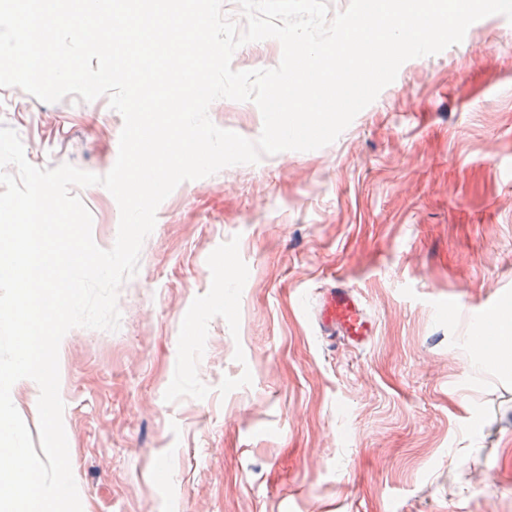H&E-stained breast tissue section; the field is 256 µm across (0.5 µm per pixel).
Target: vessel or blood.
<instances>
[{
    "label": "vessel or blood",
    "mask_w": 512,
    "mask_h": 512,
    "mask_svg": "<svg viewBox=\"0 0 512 512\" xmlns=\"http://www.w3.org/2000/svg\"><path fill=\"white\" fill-rule=\"evenodd\" d=\"M313 321L329 341L356 348L365 347L376 334L375 320L360 293L342 282L322 289L313 309Z\"/></svg>",
    "instance_id": "obj_1"
}]
</instances>
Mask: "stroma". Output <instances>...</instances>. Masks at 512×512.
Listing matches in <instances>:
<instances>
[{
  "label": "stroma",
  "instance_id": "1",
  "mask_svg": "<svg viewBox=\"0 0 512 512\" xmlns=\"http://www.w3.org/2000/svg\"><path fill=\"white\" fill-rule=\"evenodd\" d=\"M509 33L483 18L403 63L333 143L160 204L119 329L60 343L83 512H512V362L475 342L486 313H512ZM209 117L262 132L250 101ZM0 124L36 167L103 175L123 117L104 96L0 87ZM77 194L111 248L115 199ZM337 279L377 321L365 348L316 333L318 290Z\"/></svg>",
  "mask_w": 512,
  "mask_h": 512
}]
</instances>
